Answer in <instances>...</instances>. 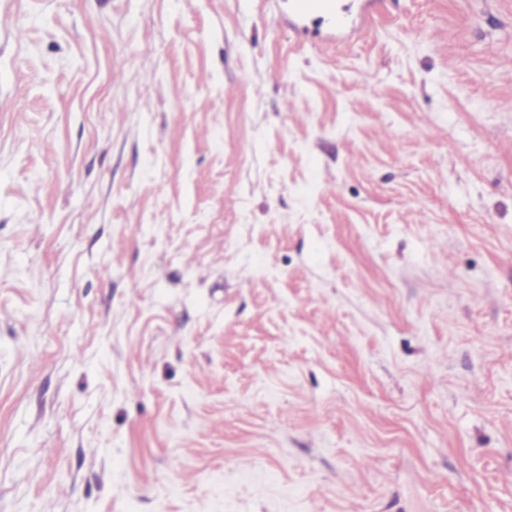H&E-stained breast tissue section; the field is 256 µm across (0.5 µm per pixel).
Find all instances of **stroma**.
I'll return each mask as SVG.
<instances>
[{"instance_id":"stroma-1","label":"stroma","mask_w":512,"mask_h":512,"mask_svg":"<svg viewBox=\"0 0 512 512\" xmlns=\"http://www.w3.org/2000/svg\"><path fill=\"white\" fill-rule=\"evenodd\" d=\"M0 0V512H512V0ZM358 0H289L288 11L296 27L307 30L311 24H316L326 32L345 31L349 35L358 26L349 25L353 22L360 8Z\"/></svg>"}]
</instances>
